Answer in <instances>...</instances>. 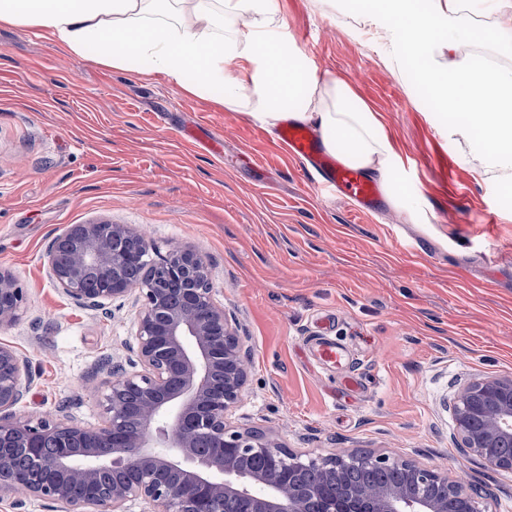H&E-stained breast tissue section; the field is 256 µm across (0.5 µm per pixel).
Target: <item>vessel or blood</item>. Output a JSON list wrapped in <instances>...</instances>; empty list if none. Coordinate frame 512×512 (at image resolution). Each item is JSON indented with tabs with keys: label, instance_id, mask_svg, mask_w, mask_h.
<instances>
[{
	"label": "vessel or blood",
	"instance_id": "b4317fda",
	"mask_svg": "<svg viewBox=\"0 0 512 512\" xmlns=\"http://www.w3.org/2000/svg\"><path fill=\"white\" fill-rule=\"evenodd\" d=\"M277 137L293 156L311 164L323 190L339 193L363 210L379 209L382 192L378 184L360 169L343 163L339 155L327 151L315 130L287 118L280 122Z\"/></svg>",
	"mask_w": 512,
	"mask_h": 512
}]
</instances>
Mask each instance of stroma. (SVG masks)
I'll use <instances>...</instances> for the list:
<instances>
[{"label": "stroma", "instance_id": "obj_1", "mask_svg": "<svg viewBox=\"0 0 512 512\" xmlns=\"http://www.w3.org/2000/svg\"><path fill=\"white\" fill-rule=\"evenodd\" d=\"M280 8L317 77L347 83L379 118L403 163L401 204L387 194L376 212L354 210L316 192L250 116L38 29L0 27V266L25 291L0 344L34 375L17 413L101 424L93 371L128 362L138 296L80 306L44 256L67 225L132 224L160 250L201 253L237 321L250 356L232 425L311 457L373 452L438 469L481 488L483 512H512V470L463 456L452 415L470 380L512 376V191L348 10ZM192 125L221 157L185 136ZM414 205L426 223H412ZM322 331L347 346L343 367L313 362L307 339Z\"/></svg>", "mask_w": 512, "mask_h": 512}]
</instances>
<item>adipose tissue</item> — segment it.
<instances>
[{"instance_id":"ef3b65f1","label":"adipose tissue","mask_w":512,"mask_h":512,"mask_svg":"<svg viewBox=\"0 0 512 512\" xmlns=\"http://www.w3.org/2000/svg\"><path fill=\"white\" fill-rule=\"evenodd\" d=\"M511 13L512 0H373L366 22L431 97L478 131L492 170L512 177V66H486L459 53L473 14ZM28 26L95 63L136 67L273 127L295 103L329 150L387 186L402 164L374 112L341 81H319L291 46L280 0H0V26ZM447 57L437 56V39Z\"/></svg>"}]
</instances>
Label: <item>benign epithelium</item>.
<instances>
[{"label": "benign epithelium", "instance_id": "obj_1", "mask_svg": "<svg viewBox=\"0 0 512 512\" xmlns=\"http://www.w3.org/2000/svg\"><path fill=\"white\" fill-rule=\"evenodd\" d=\"M46 262L55 284L77 303L98 308L138 291L141 308L130 368L113 365L98 400L95 428L48 416H15L33 375L0 344V501L18 495L48 500L59 512H128L140 500L151 512H481L478 488L386 454L301 459L278 439L238 430L228 415L247 381L235 328L215 298L205 258L173 246L161 253L129 224H71L52 241ZM147 264L145 283L127 277ZM25 301L13 274L0 267V326L15 323ZM459 450L512 470V377L475 378L453 407ZM267 459V471L245 464ZM315 465L333 481L344 468L403 466L400 487L343 488L341 495L301 484Z\"/></svg>", "mask_w": 512, "mask_h": 512}]
</instances>
